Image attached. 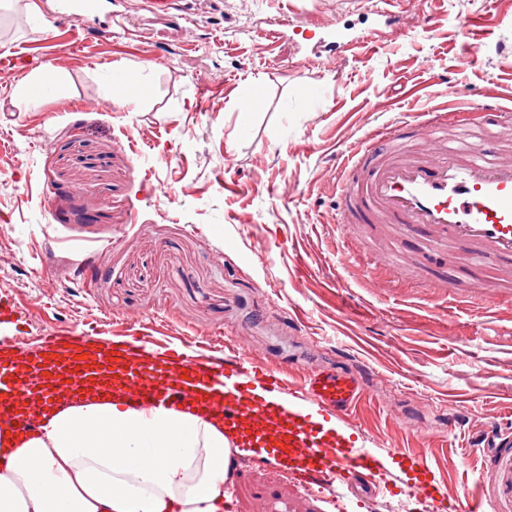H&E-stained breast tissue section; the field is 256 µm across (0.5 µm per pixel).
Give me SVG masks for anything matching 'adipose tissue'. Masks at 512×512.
Here are the masks:
<instances>
[{
	"instance_id": "obj_1",
	"label": "adipose tissue",
	"mask_w": 512,
	"mask_h": 512,
	"mask_svg": "<svg viewBox=\"0 0 512 512\" xmlns=\"http://www.w3.org/2000/svg\"><path fill=\"white\" fill-rule=\"evenodd\" d=\"M144 80L140 68L107 79L104 102L136 104ZM63 83L42 65L16 83L11 103L29 111L42 88ZM231 473L223 428L180 410L74 403L27 439L0 432V512H228Z\"/></svg>"
}]
</instances>
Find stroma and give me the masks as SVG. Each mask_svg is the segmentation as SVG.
<instances>
[{"mask_svg":"<svg viewBox=\"0 0 512 512\" xmlns=\"http://www.w3.org/2000/svg\"><path fill=\"white\" fill-rule=\"evenodd\" d=\"M36 2L47 24L0 15V50L58 67L67 90L20 112L17 74L0 73V295L30 311L0 342L23 350L62 325L109 336L136 311L190 351L218 330L257 362L368 368L353 422L371 446L424 438L439 474L481 493L485 512H512V450L474 445L488 416L512 414V296L487 309L411 276L382 273L375 291L348 283L334 204L337 151L373 129L448 100L494 94L512 108V7L406 0L403 32L380 33L382 51L324 66L301 19L287 40L264 38L280 0H179L170 17L127 0L110 39L78 45L70 25L49 22L57 0ZM489 8L500 25L457 74L459 26ZM432 10L446 20L429 32ZM120 65L146 67L140 103L97 108ZM433 73L447 83L429 85ZM78 99L90 109L74 111ZM452 414L464 424L449 428ZM236 464L233 512L398 508L383 489L310 493L273 463Z\"/></svg>","mask_w":512,"mask_h":512,"instance_id":"1","label":"stroma"}]
</instances>
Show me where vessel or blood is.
<instances>
[{
  "label": "vessel or blood",
  "mask_w": 512,
  "mask_h": 512,
  "mask_svg": "<svg viewBox=\"0 0 512 512\" xmlns=\"http://www.w3.org/2000/svg\"><path fill=\"white\" fill-rule=\"evenodd\" d=\"M404 0H378L372 23L358 31L320 27L310 50L325 66L337 56H368L378 26L399 33ZM112 0H59L57 17L112 36ZM494 129L503 144L493 157L450 144L457 129ZM337 228L347 247L340 264L355 272L359 228L379 226L390 240L373 262L393 273L411 265L417 276L447 287L441 272L456 254L488 259L463 288V300L494 305L512 288V121L496 96L463 108L434 111L372 131L336 154ZM26 314L0 295V324ZM89 363L79 366L78 354ZM115 398L137 410L176 409L217 417L231 445L286 470L304 489L329 482L372 489L380 474L427 512H483L481 497L436 478L421 451L379 454L350 418L366 396L344 370H315L296 381L249 360L232 342L189 354L152 336H96L74 328L43 336L38 347L0 345V429L26 438L73 399Z\"/></svg>",
  "instance_id": "obj_1"
}]
</instances>
